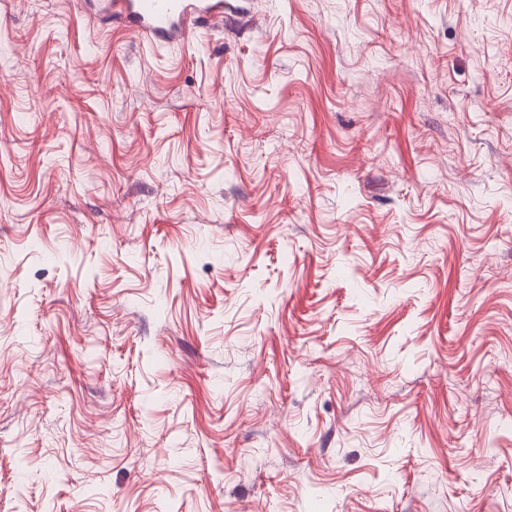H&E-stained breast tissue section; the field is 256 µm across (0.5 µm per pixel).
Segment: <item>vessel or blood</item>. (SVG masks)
Listing matches in <instances>:
<instances>
[{
  "instance_id": "1",
  "label": "vessel or blood",
  "mask_w": 512,
  "mask_h": 512,
  "mask_svg": "<svg viewBox=\"0 0 512 512\" xmlns=\"http://www.w3.org/2000/svg\"><path fill=\"white\" fill-rule=\"evenodd\" d=\"M112 14L153 38L188 34L197 17L223 16L224 0H113Z\"/></svg>"
}]
</instances>
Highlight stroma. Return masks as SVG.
<instances>
[{
    "mask_svg": "<svg viewBox=\"0 0 512 512\" xmlns=\"http://www.w3.org/2000/svg\"><path fill=\"white\" fill-rule=\"evenodd\" d=\"M0 512H512V0H0ZM112 15L155 39L193 31L195 17L224 16L223 0H114Z\"/></svg>",
    "mask_w": 512,
    "mask_h": 512,
    "instance_id": "1",
    "label": "stroma"
}]
</instances>
